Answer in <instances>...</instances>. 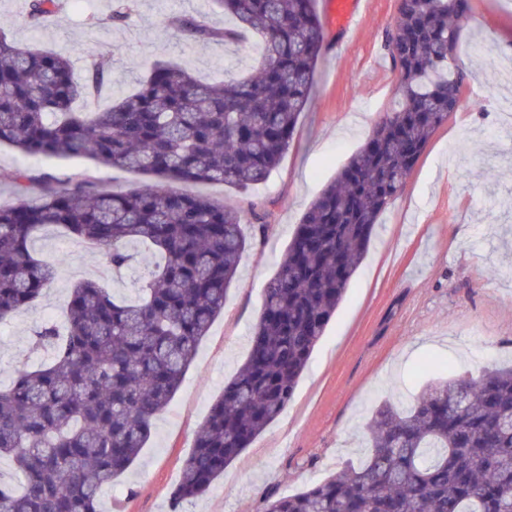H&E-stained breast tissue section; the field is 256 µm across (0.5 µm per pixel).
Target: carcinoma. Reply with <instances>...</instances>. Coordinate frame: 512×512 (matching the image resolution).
Here are the masks:
<instances>
[{"instance_id":"cac0c4a2","label":"carcinoma","mask_w":512,"mask_h":512,"mask_svg":"<svg viewBox=\"0 0 512 512\" xmlns=\"http://www.w3.org/2000/svg\"><path fill=\"white\" fill-rule=\"evenodd\" d=\"M212 3L231 25L216 29L206 15L174 24L202 42L258 35L256 69L205 83L159 62L105 108L76 104L101 87L107 60L91 59L79 79L70 55L19 48L0 30V144L158 179L129 193L46 185L35 202L0 207V320L56 278L64 258L33 250L47 228L96 248L115 277L134 249L148 255L130 298L92 279L73 285L66 326L35 331L48 361L0 387V456L17 473L16 483L0 482V512H98L104 486L137 459L224 313L248 246L241 215L164 183L265 180L310 99L324 30L315 0ZM58 8L29 0L28 16L37 25ZM461 20L453 0H399L388 39L397 105L296 225L264 288L249 356L199 426L175 504L205 494L292 401L380 216L435 132L469 106L456 58ZM368 434L364 463L271 497L264 512H512V366L440 382L406 410L384 404Z\"/></svg>"}]
</instances>
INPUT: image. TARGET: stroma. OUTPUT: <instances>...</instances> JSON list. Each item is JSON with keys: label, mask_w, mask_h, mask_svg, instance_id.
<instances>
[{"label": "stroma", "mask_w": 512, "mask_h": 512, "mask_svg": "<svg viewBox=\"0 0 512 512\" xmlns=\"http://www.w3.org/2000/svg\"><path fill=\"white\" fill-rule=\"evenodd\" d=\"M457 55L469 85L489 87L477 108L449 117L427 145L415 171L382 214L367 256L334 318L315 346L284 412L183 512H263L269 497L297 493L347 464L366 460V426L385 401L408 408L431 383L476 373L484 364L512 363V129L498 107L512 100V0H470ZM117 0H64L40 27L27 21L28 0H0L8 42L71 53L77 77L90 57L108 60L102 103L134 87L155 62L176 60L194 77L221 81L251 71L254 42H200L177 29V17L206 14L223 28V13L198 0H136L128 20L112 24ZM398 0H365L352 32L337 50L325 33L315 84L297 134L279 166L262 183L238 192L220 181L189 192L240 210L244 223L263 215L268 229L247 247L222 315L199 342L195 359L168 408L154 422L139 458L106 487L99 512H172L171 493L193 451L194 435L250 353L263 290L276 273L302 214L371 136L395 105L398 71L386 47ZM25 172L28 183L16 181ZM62 188L85 180L94 189L126 192L147 177L100 167L87 158L27 156L0 145V205L35 199L44 176ZM40 258L65 256L40 300L0 322V385L16 369L48 356L34 332L62 318L72 285L91 278L130 294L135 282L112 280L96 252L42 232Z\"/></svg>", "instance_id": "obj_1"}]
</instances>
